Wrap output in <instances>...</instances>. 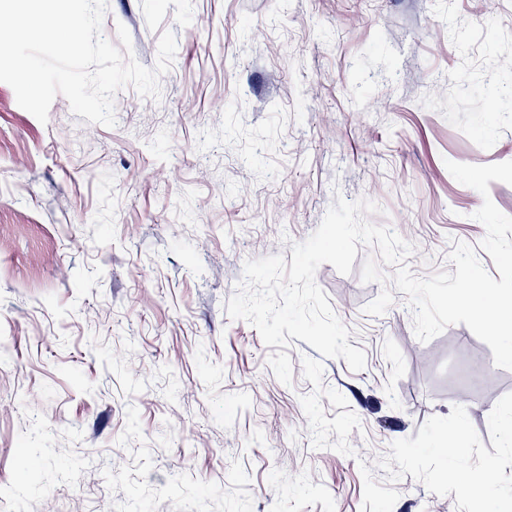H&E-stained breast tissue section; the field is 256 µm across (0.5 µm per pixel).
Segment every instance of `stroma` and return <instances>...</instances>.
Here are the masks:
<instances>
[{"label": "stroma", "mask_w": 512, "mask_h": 512, "mask_svg": "<svg viewBox=\"0 0 512 512\" xmlns=\"http://www.w3.org/2000/svg\"><path fill=\"white\" fill-rule=\"evenodd\" d=\"M120 24L145 67L178 48L115 127L61 95L39 122L0 82V512H512V370L463 324L418 340L402 292L365 313L373 248L315 275L361 371L226 314L245 262L291 256L339 195L416 276L457 241L494 271L474 214L512 216V185L445 163L512 161L487 75L512 0H108Z\"/></svg>", "instance_id": "35a3bbf8"}]
</instances>
